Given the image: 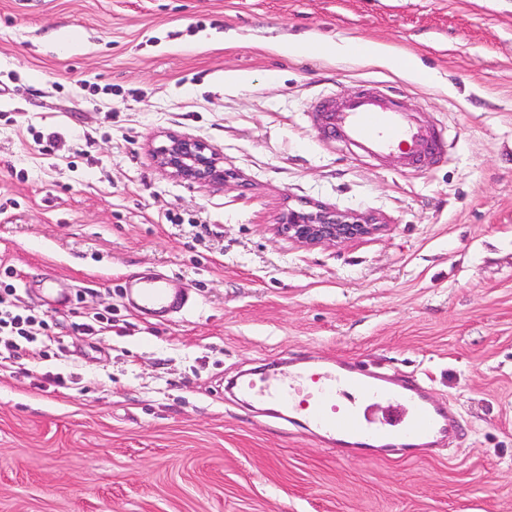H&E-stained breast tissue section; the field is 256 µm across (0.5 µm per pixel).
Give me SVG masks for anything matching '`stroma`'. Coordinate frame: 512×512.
Masks as SVG:
<instances>
[{
    "label": "stroma",
    "instance_id": "obj_1",
    "mask_svg": "<svg viewBox=\"0 0 512 512\" xmlns=\"http://www.w3.org/2000/svg\"><path fill=\"white\" fill-rule=\"evenodd\" d=\"M298 38L422 71L280 52ZM1 84L0 271L54 341L0 370V512H512V0H0ZM374 85L448 126L446 160L405 174L316 137L317 97ZM168 132L230 181L158 168ZM302 202L383 228L302 246L277 231ZM147 271L194 308L134 311ZM105 311L110 334L78 331ZM341 360L425 383L454 429L343 460L225 390ZM361 44L366 47V50L362 53L356 51V45ZM333 54L336 55L337 58L341 57H349L355 54L369 55L371 58H380L383 62H385L390 67H403L402 71H415V62L411 58H406L404 63H401V58L395 57V55L384 53L378 46L368 43V42H359L352 43L347 42L342 45H336L331 49Z\"/></svg>",
    "mask_w": 512,
    "mask_h": 512
}]
</instances>
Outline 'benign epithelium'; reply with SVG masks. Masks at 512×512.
Masks as SVG:
<instances>
[{"label": "benign epithelium", "instance_id": "benign-epithelium-1", "mask_svg": "<svg viewBox=\"0 0 512 512\" xmlns=\"http://www.w3.org/2000/svg\"><path fill=\"white\" fill-rule=\"evenodd\" d=\"M153 158L160 169L191 183L222 186L230 178L217 149L190 134H166L164 143L153 149ZM277 228L295 243L316 246L367 237L379 231L381 225L370 214L307 202L282 212Z\"/></svg>", "mask_w": 512, "mask_h": 512}]
</instances>
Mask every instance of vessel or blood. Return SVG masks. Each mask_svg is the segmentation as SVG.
<instances>
[{
  "instance_id": "vessel-or-blood-1",
  "label": "vessel or blood",
  "mask_w": 512,
  "mask_h": 512,
  "mask_svg": "<svg viewBox=\"0 0 512 512\" xmlns=\"http://www.w3.org/2000/svg\"><path fill=\"white\" fill-rule=\"evenodd\" d=\"M310 118L323 140L377 162L399 154L407 172L430 171L448 149L446 128L419 124L404 96L383 89L322 96L313 105ZM124 296L145 315L178 313L189 301L188 292L170 287L165 277L129 281ZM309 379L310 399L302 404L295 403L284 389L265 384L260 378L241 379L236 387L242 396L275 403L297 427L317 430L342 459L368 454L374 448H428L450 427L449 413L430 399L420 384L345 362L311 371ZM348 388L355 389L368 403L407 402L410 415L398 430L370 426L357 409H340L339 402Z\"/></svg>"
}]
</instances>
